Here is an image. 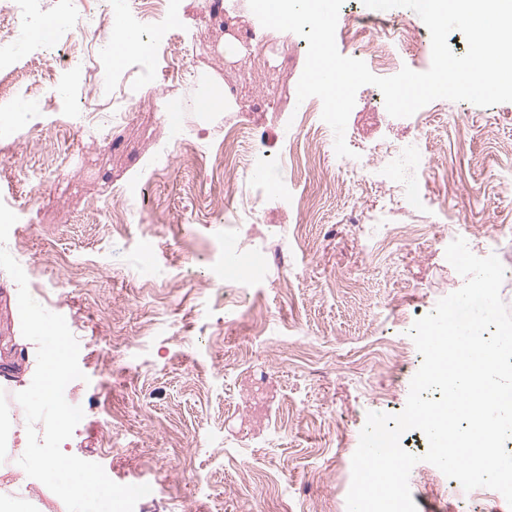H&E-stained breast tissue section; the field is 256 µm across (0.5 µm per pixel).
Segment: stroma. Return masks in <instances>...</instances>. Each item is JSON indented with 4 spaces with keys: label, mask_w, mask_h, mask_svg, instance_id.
I'll use <instances>...</instances> for the list:
<instances>
[{
    "label": "stroma",
    "mask_w": 512,
    "mask_h": 512,
    "mask_svg": "<svg viewBox=\"0 0 512 512\" xmlns=\"http://www.w3.org/2000/svg\"><path fill=\"white\" fill-rule=\"evenodd\" d=\"M176 8L177 27L152 43L137 115L111 147L100 149L81 129L72 162L35 192L27 177L43 155L30 125L0 144V198L25 203L28 215L12 226L6 248L39 286L37 302L65 318L80 347L84 377L67 385L65 398L84 416L62 447L100 464L118 484L150 485L134 512H341L368 413H400L421 366L411 327L465 282L445 257L449 234L469 236L474 255H496L512 269V235L480 234L487 224L512 225V102L437 99L395 118L376 86L358 90L348 147L369 159L414 143L399 177L417 202L392 221L431 227L424 239L393 242L377 255L367 239L389 206L390 183L366 178L352 194L340 193L331 127L319 117L290 126L305 110L297 84L306 40L266 30L288 66L249 80L225 69L224 43L198 22L195 0ZM351 16L413 26L416 48L390 44L389 66L370 59L369 70L389 77L405 66L429 69L431 36L413 10L344 0L339 17ZM35 52L32 38L19 41L12 74L33 102L52 88ZM197 63L227 87L229 103L201 119L193 135L199 149L209 158L223 154L232 125L263 145L264 157L226 173L237 185L262 188L267 203L254 223H213L210 204L223 197L222 184L210 163H183L182 132L151 109L167 93L169 67ZM132 184L152 185L149 203L132 223L112 224V193ZM228 239L264 262L261 281L229 296L215 285ZM144 266L151 277L141 276ZM392 344L405 352L400 379L378 356ZM36 353L21 331L18 286L0 269V367L9 370L0 397L31 384ZM257 360L272 369L278 391L272 432L261 440L240 424L247 397L236 382ZM401 445L419 457L409 476L418 512H512L488 488L471 499L444 491L445 475L422 459V432H405ZM1 483L12 484L30 512H67L20 472L0 473Z\"/></svg>",
    "instance_id": "obj_1"
}]
</instances>
